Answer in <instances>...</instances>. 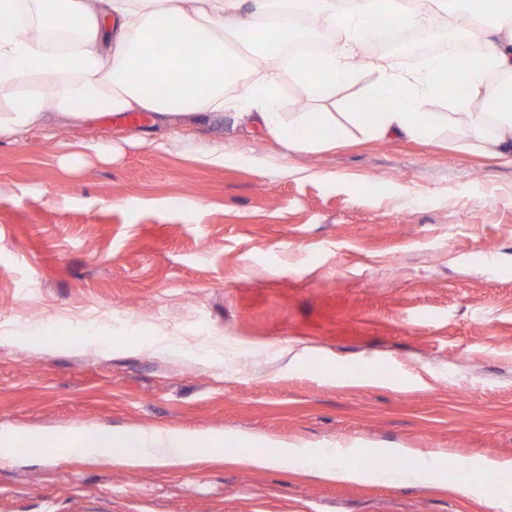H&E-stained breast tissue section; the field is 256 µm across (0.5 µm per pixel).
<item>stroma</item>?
<instances>
[{"instance_id":"obj_1","label":"stroma","mask_w":512,"mask_h":512,"mask_svg":"<svg viewBox=\"0 0 512 512\" xmlns=\"http://www.w3.org/2000/svg\"><path fill=\"white\" fill-rule=\"evenodd\" d=\"M284 112L366 102L374 64ZM137 143H125L127 135ZM471 126L351 133L287 154L233 111L181 140L94 114L0 137V428L251 435L512 459V164ZM220 144L224 162L197 159ZM57 323L59 350L19 343ZM170 337L173 351L79 345ZM223 342V357L210 349ZM0 512H501L436 485L321 480L195 452L141 465L52 450L0 460ZM19 336H39L41 340L47 341L54 348H68L73 341L69 337L62 336L54 332L49 326H32L25 327L17 332Z\"/></svg>"}]
</instances>
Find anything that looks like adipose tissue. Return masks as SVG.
Masks as SVG:
<instances>
[{
    "mask_svg": "<svg viewBox=\"0 0 512 512\" xmlns=\"http://www.w3.org/2000/svg\"><path fill=\"white\" fill-rule=\"evenodd\" d=\"M470 0H0V90L19 92L0 107V136L47 129L49 116L89 111L151 113L165 137L180 121L199 123L224 108L240 111L290 152L341 143L349 128L372 138L433 139L437 100L465 109L470 98L489 112L470 116L477 147L512 154V92L491 81L512 79V37H500L512 0H489L472 35L484 43L479 61L443 53L414 68L376 66L367 89L373 108L355 105L349 125L332 112L279 110L292 83L310 99L331 96L354 78L358 50L389 26L433 27ZM314 17L306 30L300 21ZM452 71L454 88L439 76ZM492 122L493 133L481 126Z\"/></svg>",
    "mask_w": 512,
    "mask_h": 512,
    "instance_id": "adipose-tissue-1",
    "label": "adipose tissue"
}]
</instances>
